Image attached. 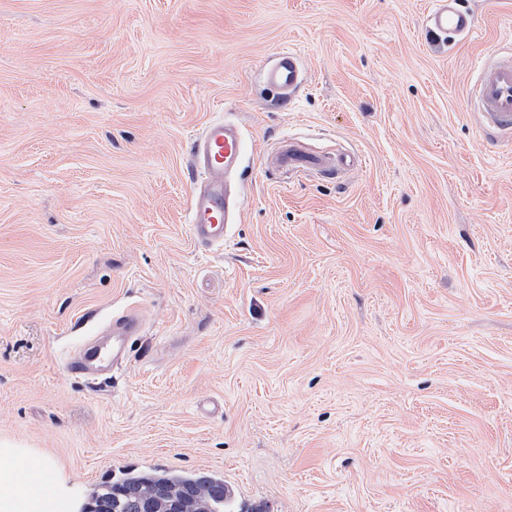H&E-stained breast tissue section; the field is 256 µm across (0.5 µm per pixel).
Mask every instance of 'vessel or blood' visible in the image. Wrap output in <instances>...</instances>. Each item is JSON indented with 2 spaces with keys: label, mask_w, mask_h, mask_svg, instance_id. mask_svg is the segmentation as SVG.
<instances>
[{
  "label": "vessel or blood",
  "mask_w": 512,
  "mask_h": 512,
  "mask_svg": "<svg viewBox=\"0 0 512 512\" xmlns=\"http://www.w3.org/2000/svg\"><path fill=\"white\" fill-rule=\"evenodd\" d=\"M424 29L430 40L453 45L472 34L475 16L461 8L459 0H434L424 17ZM264 82L275 88L281 104H289L304 81L297 54L278 52L262 69ZM473 110L484 130L499 138L512 137V48L496 50L492 61L477 69ZM246 154L241 128L221 118L211 119L191 147V166L197 174L188 206L191 238L208 245L223 240L224 232L235 220L241 199L231 178L238 172ZM278 164L292 172L318 170L336 172L338 166L358 165L359 157L331 158L311 154L297 142L282 146ZM111 343L91 344L64 360L68 372L96 379L127 361L130 346L144 332L143 317L133 307L113 314L105 326Z\"/></svg>",
  "instance_id": "b4317fda"
}]
</instances>
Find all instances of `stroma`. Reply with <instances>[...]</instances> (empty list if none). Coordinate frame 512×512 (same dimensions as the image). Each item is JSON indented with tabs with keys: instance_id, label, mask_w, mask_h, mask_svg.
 <instances>
[{
	"instance_id": "stroma-1",
	"label": "stroma",
	"mask_w": 512,
	"mask_h": 512,
	"mask_svg": "<svg viewBox=\"0 0 512 512\" xmlns=\"http://www.w3.org/2000/svg\"><path fill=\"white\" fill-rule=\"evenodd\" d=\"M0 0V442L83 501L223 479L234 512H512V142L469 110L512 0ZM283 48L288 109L259 77ZM236 121L244 207L187 224L194 138ZM356 155L333 178L267 154ZM146 320L108 381L63 358ZM426 36L452 46L472 34L475 16L460 7L459 0H435L424 17Z\"/></svg>"
}]
</instances>
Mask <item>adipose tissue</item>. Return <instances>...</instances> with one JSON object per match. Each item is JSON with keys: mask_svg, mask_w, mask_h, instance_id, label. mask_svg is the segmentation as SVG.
I'll use <instances>...</instances> for the list:
<instances>
[{"mask_svg": "<svg viewBox=\"0 0 512 512\" xmlns=\"http://www.w3.org/2000/svg\"><path fill=\"white\" fill-rule=\"evenodd\" d=\"M19 459L16 449L0 448V512H69L67 499L55 490V467L41 461L42 479L33 488L17 466Z\"/></svg>", "mask_w": 512, "mask_h": 512, "instance_id": "1", "label": "adipose tissue"}]
</instances>
